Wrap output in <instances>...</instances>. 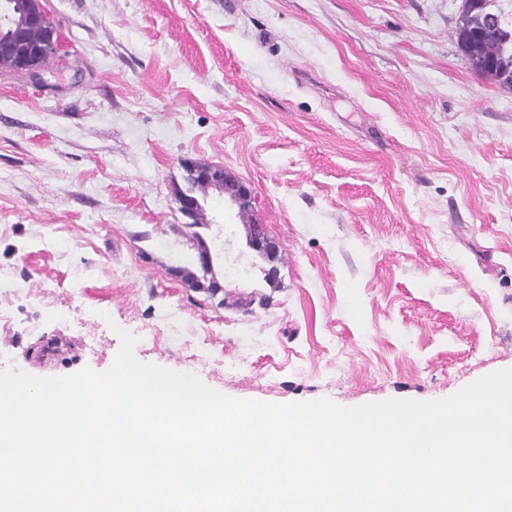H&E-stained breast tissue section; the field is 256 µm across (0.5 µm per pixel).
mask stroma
I'll use <instances>...</instances> for the list:
<instances>
[{"label": "stroma", "mask_w": 512, "mask_h": 512, "mask_svg": "<svg viewBox=\"0 0 512 512\" xmlns=\"http://www.w3.org/2000/svg\"><path fill=\"white\" fill-rule=\"evenodd\" d=\"M68 55L0 71V370L140 361L242 400H439L512 368V92L462 0H43ZM250 186L280 281L209 246L190 290L184 160Z\"/></svg>", "instance_id": "35a3bbf8"}]
</instances>
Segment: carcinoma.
<instances>
[{"label": "carcinoma", "instance_id": "carcinoma-1", "mask_svg": "<svg viewBox=\"0 0 512 512\" xmlns=\"http://www.w3.org/2000/svg\"><path fill=\"white\" fill-rule=\"evenodd\" d=\"M495 15L500 18L496 31L487 35V19ZM457 44L468 58L491 59L499 66L512 70V24L502 17L495 7V0H463V15L457 28ZM183 280L189 287L204 292L210 289V277L187 270Z\"/></svg>", "mask_w": 512, "mask_h": 512}]
</instances>
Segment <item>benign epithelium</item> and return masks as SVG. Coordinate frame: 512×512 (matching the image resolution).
Wrapping results in <instances>:
<instances>
[{"label":"benign epithelium","instance_id":"7a95c632","mask_svg":"<svg viewBox=\"0 0 512 512\" xmlns=\"http://www.w3.org/2000/svg\"><path fill=\"white\" fill-rule=\"evenodd\" d=\"M11 28L14 37L0 41V58L12 61L29 80L35 83L44 82L41 62L46 57L59 55L62 52V42L58 30L48 26L41 0H25L18 6V17L11 18ZM34 29L45 30V38L31 44L26 40V34ZM470 68L478 75L493 78L499 87L512 91V72L498 71L483 60L470 64ZM194 181L208 184L218 196L235 206L239 213L251 212L255 208L256 199L252 190L236 176L222 166L198 163L190 166L187 186L180 190L176 198L180 213L189 221L199 207V200L191 187ZM245 245L249 251L265 261L266 266L261 268L265 281H278L280 269L277 258L280 246L269 235L266 225L257 222L247 225Z\"/></svg>","mask_w":512,"mask_h":512}]
</instances>
